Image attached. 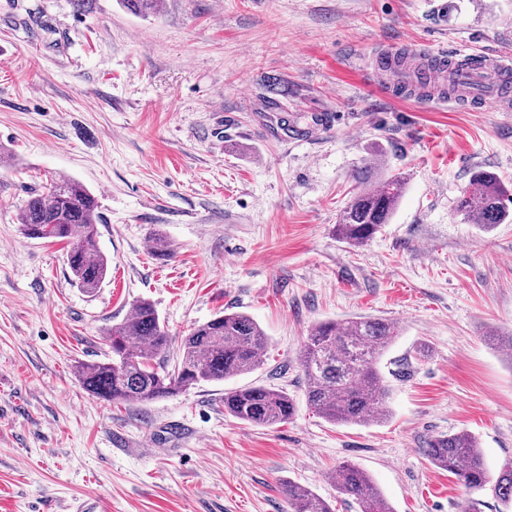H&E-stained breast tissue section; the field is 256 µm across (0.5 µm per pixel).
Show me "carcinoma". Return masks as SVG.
<instances>
[{"mask_svg": "<svg viewBox=\"0 0 512 512\" xmlns=\"http://www.w3.org/2000/svg\"><path fill=\"white\" fill-rule=\"evenodd\" d=\"M384 166L380 152L365 160L357 190L340 213L337 236L352 246L365 244L389 223L403 195L404 178L382 175ZM96 209L93 194L82 183L58 177L45 189L33 191L18 215L27 237L68 243L70 272L87 293L99 288L108 271V259L95 242ZM457 211L489 232L512 219V191L496 174L474 171L457 201ZM398 336V325L382 318L318 323L300 355L308 406L333 423L369 426L387 421L388 388L378 365ZM105 341L112 361L83 364L79 375L86 391L110 402H147L249 373L263 364L268 345L252 317L226 311L183 338L180 359L172 369L156 366L153 361L166 356L170 337L148 302L136 304L127 320L107 331ZM224 411L242 422L271 427L292 419L295 404L282 389L246 386L224 393ZM423 452L470 491L488 489L503 507H512V460L491 474L472 433L436 436ZM336 487L355 500L359 512H393L370 476L352 464L337 469ZM286 492L294 512H334L330 503L306 487L290 483Z\"/></svg>", "mask_w": 512, "mask_h": 512, "instance_id": "1", "label": "carcinoma"}]
</instances>
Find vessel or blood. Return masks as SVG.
<instances>
[{
  "label": "vessel or blood",
  "mask_w": 512,
  "mask_h": 512,
  "mask_svg": "<svg viewBox=\"0 0 512 512\" xmlns=\"http://www.w3.org/2000/svg\"><path fill=\"white\" fill-rule=\"evenodd\" d=\"M453 79L461 103L477 109L507 107L505 89L512 82V57L456 48L435 55L427 70V87Z\"/></svg>",
  "instance_id": "b4317fda"
}]
</instances>
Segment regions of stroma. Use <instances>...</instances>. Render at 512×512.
I'll return each instance as SVG.
<instances>
[{"label": "stroma", "mask_w": 512, "mask_h": 512, "mask_svg": "<svg viewBox=\"0 0 512 512\" xmlns=\"http://www.w3.org/2000/svg\"><path fill=\"white\" fill-rule=\"evenodd\" d=\"M512 53V0H0V512H291L286 482L335 512L337 467L366 471L394 512H504L429 463L433 437H478L490 470L512 459V222L482 232L456 210L470 174L512 188V110L473 111L400 88L389 48ZM329 122L304 134L317 114ZM406 179L367 244L337 238L364 159ZM68 177L95 196L109 260L79 288L63 241L17 221L30 191ZM162 233L169 258L155 259ZM170 336L230 308L269 338L253 372L150 402H106L78 367L136 303ZM368 316L401 335L380 363L390 418L335 424L306 403L299 356L318 323ZM433 353L421 359L419 343ZM250 384L286 391L292 420L224 411Z\"/></svg>", "instance_id": "1"}]
</instances>
